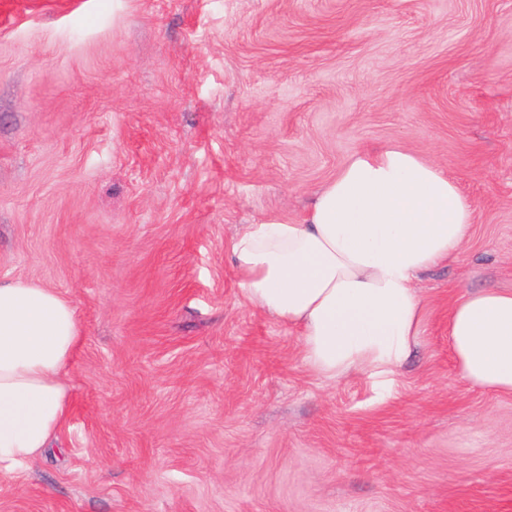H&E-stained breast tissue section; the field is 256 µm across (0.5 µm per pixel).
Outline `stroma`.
I'll return each mask as SVG.
<instances>
[{
	"label": "stroma",
	"instance_id": "obj_1",
	"mask_svg": "<svg viewBox=\"0 0 512 512\" xmlns=\"http://www.w3.org/2000/svg\"><path fill=\"white\" fill-rule=\"evenodd\" d=\"M399 143L472 200L393 386L327 383L229 244ZM0 277L82 328L57 452L0 512H512V395L448 309L512 290V0H0Z\"/></svg>",
	"mask_w": 512,
	"mask_h": 512
}]
</instances>
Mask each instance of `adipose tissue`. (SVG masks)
<instances>
[{
	"instance_id": "ef3b65f1",
	"label": "adipose tissue",
	"mask_w": 512,
	"mask_h": 512,
	"mask_svg": "<svg viewBox=\"0 0 512 512\" xmlns=\"http://www.w3.org/2000/svg\"><path fill=\"white\" fill-rule=\"evenodd\" d=\"M475 219L447 173L400 144L355 154L315 195L302 223L270 217L230 243L256 310L295 327L316 378L392 382L420 345L425 271L455 257ZM82 339L51 288L0 280V468L44 456L72 408L67 382ZM460 378L512 395V292L462 295L448 312Z\"/></svg>"
}]
</instances>
